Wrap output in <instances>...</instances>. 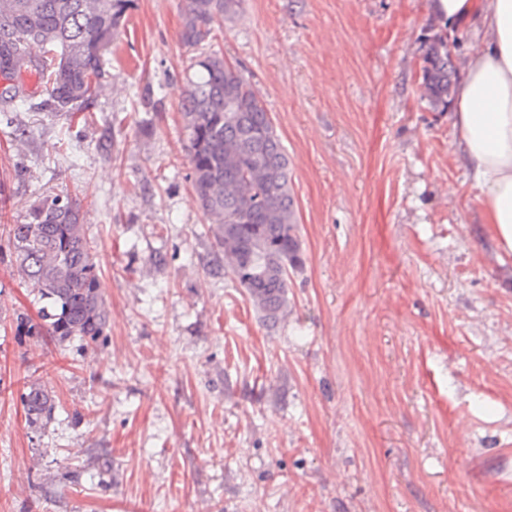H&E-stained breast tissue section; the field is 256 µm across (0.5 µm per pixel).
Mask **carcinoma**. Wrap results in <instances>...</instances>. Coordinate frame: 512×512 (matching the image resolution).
Segmentation results:
<instances>
[{
  "label": "carcinoma",
  "mask_w": 512,
  "mask_h": 512,
  "mask_svg": "<svg viewBox=\"0 0 512 512\" xmlns=\"http://www.w3.org/2000/svg\"><path fill=\"white\" fill-rule=\"evenodd\" d=\"M132 0H0V76L23 57L52 86L53 112H81L105 78V56ZM235 0H186L182 41L200 49L181 103L188 130L192 185L216 225L224 271L266 324L288 307V270L303 267L290 191L289 160L269 113L239 66L207 50L218 20ZM426 98L448 104V43L436 37L425 54ZM8 248L32 288L38 321L23 314L29 336L106 340L109 311L77 200L47 194L20 224L9 225ZM30 427L54 419L51 391L33 382L22 395Z\"/></svg>",
  "instance_id": "cac0c4a2"
}]
</instances>
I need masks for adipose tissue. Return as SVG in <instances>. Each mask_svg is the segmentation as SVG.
Returning a JSON list of instances; mask_svg holds the SVG:
<instances>
[{
  "label": "adipose tissue",
  "mask_w": 512,
  "mask_h": 512,
  "mask_svg": "<svg viewBox=\"0 0 512 512\" xmlns=\"http://www.w3.org/2000/svg\"><path fill=\"white\" fill-rule=\"evenodd\" d=\"M432 7L451 25L479 20L481 47L458 84L453 128L484 220L512 257V0H433Z\"/></svg>",
  "instance_id": "obj_1"
}]
</instances>
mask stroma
<instances>
[{
  "label": "stroma",
  "instance_id": "35a3bbf8",
  "mask_svg": "<svg viewBox=\"0 0 512 512\" xmlns=\"http://www.w3.org/2000/svg\"><path fill=\"white\" fill-rule=\"evenodd\" d=\"M184 0H134L86 115L0 102V512H512V258L489 238L424 52L475 24L430 0H238L212 48L289 159L302 269L266 326L220 268L180 112ZM81 205L106 341L20 334L6 248ZM56 397L41 431L21 396ZM109 454L111 469L96 458Z\"/></svg>",
  "mask_w": 512,
  "mask_h": 512
}]
</instances>
